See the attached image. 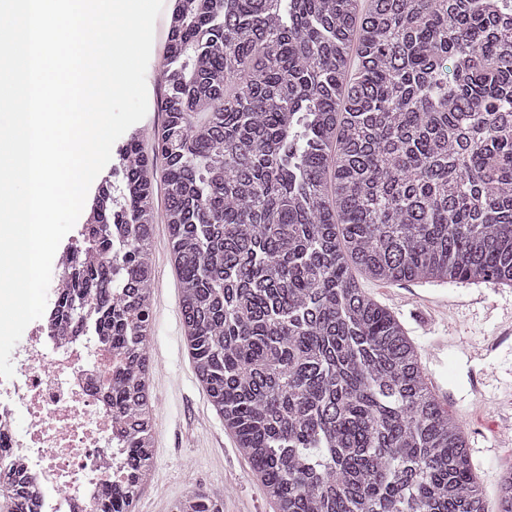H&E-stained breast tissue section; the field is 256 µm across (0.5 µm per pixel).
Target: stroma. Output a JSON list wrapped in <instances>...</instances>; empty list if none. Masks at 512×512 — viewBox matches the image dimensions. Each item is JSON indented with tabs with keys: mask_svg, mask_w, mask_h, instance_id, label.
<instances>
[{
	"mask_svg": "<svg viewBox=\"0 0 512 512\" xmlns=\"http://www.w3.org/2000/svg\"><path fill=\"white\" fill-rule=\"evenodd\" d=\"M152 250L148 343L154 365L150 391L155 463L152 485L133 512H170L177 499L213 487L224 490V512H275L211 406L184 347L178 278L165 225H156ZM362 286L394 312L420 350H427L433 337L447 336V349L422 365L449 413L469 435L477 481L489 512H494L500 475L512 466V420L503 421L498 409L499 401L512 398V336L504 337L500 319L504 310L512 309V287L373 280ZM489 343L495 349L485 357L472 359L465 353Z\"/></svg>",
	"mask_w": 512,
	"mask_h": 512,
	"instance_id": "obj_1",
	"label": "stroma"
}]
</instances>
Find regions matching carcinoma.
Masks as SVG:
<instances>
[{"mask_svg": "<svg viewBox=\"0 0 512 512\" xmlns=\"http://www.w3.org/2000/svg\"><path fill=\"white\" fill-rule=\"evenodd\" d=\"M162 85L123 203L105 184L87 220L122 267L78 257L57 300L122 360L127 479L96 512H131L154 465L159 220L196 377L276 512H488L467 432L359 277L512 286V0H176Z\"/></svg>", "mask_w": 512, "mask_h": 512, "instance_id": "carcinoma-1", "label": "carcinoma"}]
</instances>
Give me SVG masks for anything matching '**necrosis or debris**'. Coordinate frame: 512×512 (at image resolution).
Returning a JSON list of instances; mask_svg holds the SVG:
<instances>
[{"mask_svg":"<svg viewBox=\"0 0 512 512\" xmlns=\"http://www.w3.org/2000/svg\"><path fill=\"white\" fill-rule=\"evenodd\" d=\"M119 358L108 346L30 323L0 378V489L21 476L32 512H93L124 473L125 426L103 395Z\"/></svg>","mask_w":512,"mask_h":512,"instance_id":"obj_1","label":"necrosis or debris"}]
</instances>
